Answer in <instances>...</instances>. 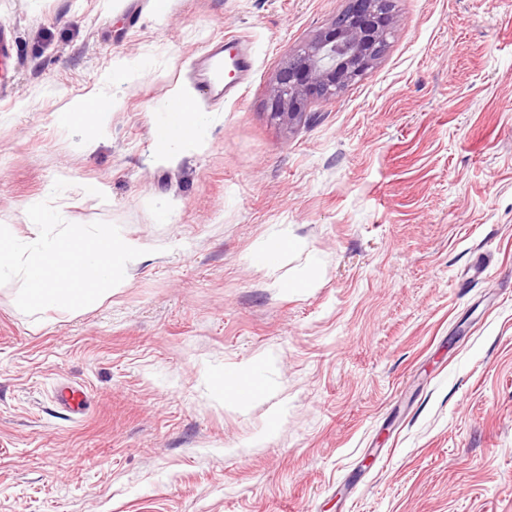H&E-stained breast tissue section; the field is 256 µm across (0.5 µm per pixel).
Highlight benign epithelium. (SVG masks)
I'll use <instances>...</instances> for the list:
<instances>
[{
    "label": "benign epithelium",
    "instance_id": "1",
    "mask_svg": "<svg viewBox=\"0 0 512 512\" xmlns=\"http://www.w3.org/2000/svg\"><path fill=\"white\" fill-rule=\"evenodd\" d=\"M393 0H348L331 26L289 57L271 86L272 115L303 116L309 99H330L364 77L384 54L396 24Z\"/></svg>",
    "mask_w": 512,
    "mask_h": 512
}]
</instances>
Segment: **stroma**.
<instances>
[{
    "label": "stroma",
    "instance_id": "obj_1",
    "mask_svg": "<svg viewBox=\"0 0 512 512\" xmlns=\"http://www.w3.org/2000/svg\"><path fill=\"white\" fill-rule=\"evenodd\" d=\"M347 5L0 0V224L49 199L146 250L75 311L0 285V512H512V0H394L361 80L272 119L289 55ZM226 36L255 66L217 103L189 71ZM181 94L202 140L170 150ZM258 358L264 395L226 397ZM95 104L102 105V109L99 111H94L92 109V107ZM114 107H115L114 100H110L107 98H98V99L92 100L90 102H81V103H77L76 105H74L72 107L71 111L68 113V118H69L70 122L77 123L79 121H82L85 118L86 114H88L89 112H98L97 114L99 116H105L109 112H112ZM188 101L190 99L179 98L164 108L167 119L160 127V132H155L156 140L163 146L177 148L187 139L199 136L197 131L204 122L203 112L183 109V104ZM56 403L72 419L80 418L89 410L88 393L80 386H63L57 392Z\"/></svg>",
    "mask_w": 512,
    "mask_h": 512
}]
</instances>
